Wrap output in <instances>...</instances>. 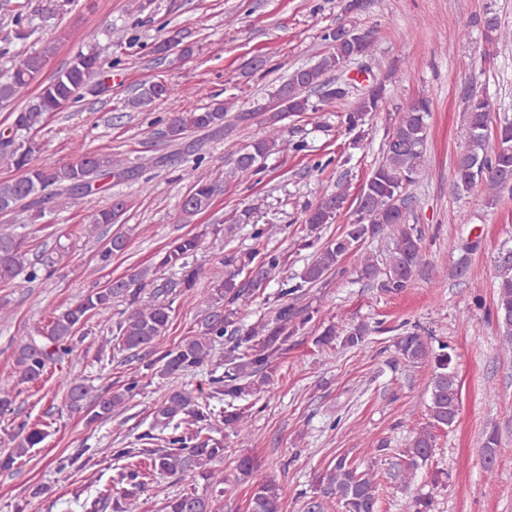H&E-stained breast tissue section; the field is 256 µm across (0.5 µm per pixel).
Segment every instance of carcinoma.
<instances>
[{"mask_svg":"<svg viewBox=\"0 0 512 512\" xmlns=\"http://www.w3.org/2000/svg\"><path fill=\"white\" fill-rule=\"evenodd\" d=\"M487 39L490 42H507L512 32L501 30L498 19L485 20ZM329 52L309 66L294 69L288 80L270 93L275 107L266 111L263 119L268 135L236 151L229 176L248 175L257 171L273 153L288 149L282 121L288 114L322 112L324 107L345 98L327 87L326 74L337 71L354 59L355 53L372 55L374 41L365 39L354 43L337 30L324 34ZM51 49L41 54L28 55L17 60L5 80H0V103L19 102L21 106L10 114L11 123L0 131V161H5L19 175L0 180V210L11 214L22 208L41 216L44 205L51 203L67 208L77 196L102 188L113 178L129 177L133 169L125 166V159L110 153H85L78 151L75 162L57 165L51 162L32 163L34 147L28 135L44 126L48 115L61 109L62 103L73 104L83 97L84 87L91 78L112 71V60L104 58L94 47L79 52L67 67L58 71L53 79L37 94L29 95V88L43 69ZM317 100H312L314 92ZM174 92L172 85L161 81L143 85L128 98L132 108L143 107L156 100H165ZM386 95V85L379 83L364 95L346 117L350 131L365 122V117L380 110ZM469 135L459 150L463 160L454 164L453 189L484 194L488 204L498 198V191L512 181V122L496 125V142H490L487 128L493 125L490 103L472 98L467 105ZM430 101L418 99L407 106L385 142L383 161L373 170L363 186L364 204L356 205L357 219L346 225L340 236L327 243L307 266L302 283L288 285L283 281L273 316L249 328L238 324L237 314L246 310L264 278L250 277L239 280L244 270L258 269L268 273L280 265L275 254L263 255L254 251L224 259L227 270L213 280V286L197 294L194 277L185 281L190 298L204 308L205 316L197 331L173 347L164 345L163 339L169 326L170 306L162 303H144L141 289L136 287L142 274L120 277L107 286L87 293L75 306L55 315L43 326L33 329L14 349V372L0 380V416L13 410L23 386L35 384L43 378L50 365L60 362L74 351L73 339L80 326L92 316H106L112 299L124 297L128 308L111 328L112 347L131 357L146 350L152 354L145 367L161 376L187 375L202 364L213 366L210 393L205 399L186 389H171L154 408L150 429L137 436L133 446L112 449V459L123 463L119 483L127 489L114 494L103 489L83 504L84 512H137V493L149 488L147 480L154 475H192L204 481L206 492L196 488L184 490L165 502L166 512H215L214 496L224 494V440L212 436L219 421L233 427L239 441L248 440L245 410L219 407L224 398L232 401L258 393L274 384L276 360L288 337L296 334L307 323L303 315L305 306L298 304L302 284L313 285L336 269L340 258L351 247L367 237L391 234L394 247L389 255L382 287L395 292L407 288L424 263L421 234L408 223L412 197L408 189L416 184L426 164L425 141ZM227 108L222 102L207 107H188L166 123L168 137L173 142L183 140L193 130L224 131ZM221 176H198L189 191L179 202L182 222L190 223L194 217L209 210L215 195L221 189ZM347 196L336 192L324 196L308 212L306 224L309 231L317 233L326 224L334 222L343 209ZM126 211V203L114 198L112 203L91 216L82 228L83 235L95 239L104 225L118 224ZM198 247L195 236L175 240L161 259L163 265L174 266ZM63 256L38 267L28 256L23 239L4 229L0 230V283L7 284L24 274L30 280L49 277ZM498 283L494 316L503 340L512 346V261L495 264ZM368 335L364 324H357L342 331L336 326L327 327L316 340L318 347H330L335 341L346 350L361 348ZM398 353L408 362H426L431 367L429 383L428 422L421 427L405 451V463L395 477L407 486L432 456L436 431L453 425L459 405L453 393L456 372L448 345L441 343L433 349L428 340L417 332L397 337ZM223 372H218V369ZM67 402L71 409L80 410L88 398L89 388L82 378L65 381ZM140 392V381L129 382L114 390L110 387L98 393L93 401L91 419H106L125 410L128 403ZM48 432L35 424L23 425L11 435V450L0 456V469L10 470L19 459L30 454L41 444ZM499 440L496 433H489L481 449L484 469L493 473L497 460ZM261 468L251 456L237 460V477L250 481ZM338 505L341 512H378V478L371 469H362L347 456H340L316 477L315 496L307 503L306 512H325L330 503ZM249 512H281V488L274 479L265 478L253 483Z\"/></svg>","mask_w":512,"mask_h":512,"instance_id":"carcinoma-1","label":"carcinoma"}]
</instances>
